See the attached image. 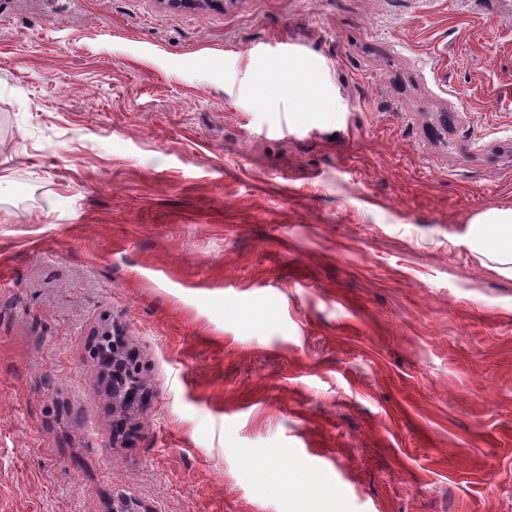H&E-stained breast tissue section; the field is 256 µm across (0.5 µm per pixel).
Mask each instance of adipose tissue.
<instances>
[{"label": "adipose tissue", "instance_id": "adipose-tissue-1", "mask_svg": "<svg viewBox=\"0 0 512 512\" xmlns=\"http://www.w3.org/2000/svg\"><path fill=\"white\" fill-rule=\"evenodd\" d=\"M465 240L470 249L500 274L512 277V209L492 210L475 218Z\"/></svg>", "mask_w": 512, "mask_h": 512}]
</instances>
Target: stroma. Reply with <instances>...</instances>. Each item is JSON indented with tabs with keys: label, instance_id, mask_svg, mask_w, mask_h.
<instances>
[{
	"label": "stroma",
	"instance_id": "1",
	"mask_svg": "<svg viewBox=\"0 0 512 512\" xmlns=\"http://www.w3.org/2000/svg\"><path fill=\"white\" fill-rule=\"evenodd\" d=\"M508 208L512 0H0V512H512ZM465 240L474 253L495 263L497 272L512 277V209L491 210L478 216L470 224ZM118 334V335H116ZM97 347L101 345V340L112 338V346L108 347L112 351V387L104 390L112 398V410L120 414L128 413L137 406L138 397L146 387V381L142 376L140 366L135 356L129 353L131 349L130 342L122 332L118 331L114 325L100 328L96 332ZM114 339V340H113ZM129 373H133L136 380L127 381ZM123 380V384H118V380Z\"/></svg>",
	"mask_w": 512,
	"mask_h": 512
}]
</instances>
